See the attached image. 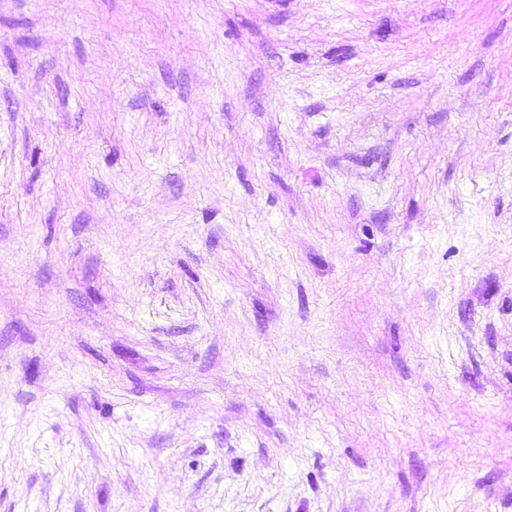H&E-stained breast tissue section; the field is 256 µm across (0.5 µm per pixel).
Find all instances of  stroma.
<instances>
[{
	"mask_svg": "<svg viewBox=\"0 0 512 512\" xmlns=\"http://www.w3.org/2000/svg\"><path fill=\"white\" fill-rule=\"evenodd\" d=\"M0 512H512V0H0Z\"/></svg>",
	"mask_w": 512,
	"mask_h": 512,
	"instance_id": "35a3bbf8",
	"label": "stroma"
}]
</instances>
